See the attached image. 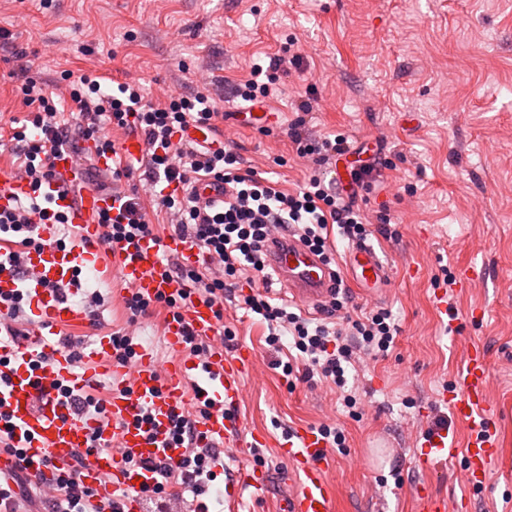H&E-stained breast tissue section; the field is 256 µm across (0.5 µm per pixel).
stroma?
Listing matches in <instances>:
<instances>
[{
	"instance_id": "35a3bbf8",
	"label": "stroma",
	"mask_w": 512,
	"mask_h": 512,
	"mask_svg": "<svg viewBox=\"0 0 512 512\" xmlns=\"http://www.w3.org/2000/svg\"><path fill=\"white\" fill-rule=\"evenodd\" d=\"M0 165L12 166L9 120L26 108L9 77L13 47L26 49L35 73L59 85L64 74L94 72L103 87L138 80L154 102L193 89L205 67L226 91L221 112L239 109L234 87L253 64H267L288 40L302 57L266 98L280 123L272 133L233 122L218 125L244 166L292 191L309 175L288 137L295 105L314 94L313 135L344 136L350 145L384 136L371 190L359 203L372 222L369 238L389 263L391 280L370 299L352 282L359 309H390L399 326L392 352L366 359L355 375L365 403L348 415L333 388L288 384L277 368L287 350L265 343L259 316L226 298L224 323L235 344L254 354L237 424L243 439L265 434L259 493H243L238 512H276L289 464L277 454L288 429L334 422L346 451L328 471L333 512H418L415 485L457 502L466 512H512V0H0ZM390 219L380 228L379 215ZM485 266L464 290L441 283L442 268ZM103 294L95 323L64 328L89 349L95 337L125 327L119 279L85 275ZM458 315L442 320L434 293ZM471 338L489 354V391L497 411L491 429L500 455L489 487L470 495L459 477L461 457L419 470L420 434L438 410L437 397L463 365Z\"/></svg>"
}]
</instances>
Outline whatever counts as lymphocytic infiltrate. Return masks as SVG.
I'll use <instances>...</instances> for the list:
<instances>
[{
  "mask_svg": "<svg viewBox=\"0 0 512 512\" xmlns=\"http://www.w3.org/2000/svg\"><path fill=\"white\" fill-rule=\"evenodd\" d=\"M26 56V51L16 52L17 65L10 73L28 108L20 125L13 127L10 139L19 160L15 172L28 182L30 192L10 206L0 207V235L12 236L16 245L15 250L0 253V271L24 272L26 251L39 245L37 230L43 221L71 231L67 214L50 212L40 194L43 185L55 179V160L61 152L80 154L81 143L92 141L99 153L114 154L118 148L111 130L137 136L145 145L142 156L118 160L109 172L110 183L97 186L118 204L117 215L104 212L98 216L103 244L121 242L131 246L153 234L154 225L144 206L149 196L167 214L172 233L193 238L209 263L191 269L165 259V273L189 282L190 290L176 298H158L154 303L129 294L125 298L129 324L150 315L156 305L172 314L196 298L223 307L225 293L237 287L242 272L254 271L244 297L247 310L266 322L270 347H278L282 336L287 335L297 352L295 362L284 364L283 373L294 381L334 385L350 414L359 415L361 402L346 389V368L355 349L388 354L398 333L391 312L379 308L355 316L348 309L347 297L336 294L324 305L322 318L313 321L273 303L266 293L271 281L264 247L273 231H293L323 256L332 225L344 240L367 238L370 230L357 197L360 188L368 185L375 163L360 162L345 186L328 178L327 165L345 155L349 145L342 136L312 143L308 125L313 104L311 99L301 100L288 135L297 155L311 158L313 167L302 187L286 193L269 179L243 169L239 156L223 141L184 139L188 128L207 132L215 128L220 113L207 90L173 97L158 105L148 98L141 83L122 82L115 89L105 90L95 76L83 74L70 82L69 107L62 110L48 84L33 76ZM300 60L291 47H283L267 65L253 66L250 79L236 88V96L246 102L267 97L281 75L299 67ZM203 179L223 185L222 204L200 201L196 184ZM27 307L25 289L0 294L1 342L14 345L27 338ZM206 413V408L199 407L174 418L173 437L183 454L176 461L154 464L155 484L138 492L142 504L166 512L172 498L170 489L176 484L188 488L197 498L208 493L216 467L224 462V451L196 443V424ZM85 459V452L79 451L60 467L58 482L50 492L40 490L27 466L17 465L0 480V512H25L26 503L36 495L41 498V512H122L121 498H96L94 491L81 483Z\"/></svg>",
  "mask_w": 512,
  "mask_h": 512,
  "instance_id": "1",
  "label": "lymphocytic infiltrate"
}]
</instances>
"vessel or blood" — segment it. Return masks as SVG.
Instances as JSON below:
<instances>
[{
	"mask_svg": "<svg viewBox=\"0 0 512 512\" xmlns=\"http://www.w3.org/2000/svg\"><path fill=\"white\" fill-rule=\"evenodd\" d=\"M75 169L72 155H60L56 161L59 177L47 183L42 192L53 207L64 210L72 223L80 225L78 245L58 246L54 224L40 225L42 245L30 250L26 276L0 272V292L25 288L34 315L29 339L21 350L0 346V356L10 360L8 378L0 384V408L9 417L15 446L14 451H0V477L9 475L23 460L36 480L43 486H52L55 466L69 462L74 452L86 448L91 433L97 430L104 445L88 455L81 479L103 497L119 489L153 485L151 462L181 456V449L170 445V419L189 405L211 407L209 415L196 426L202 444L237 445L232 414L241 402L254 355L242 349L231 357L217 344L205 361L185 358L187 333L210 337L217 323L213 308L195 301L169 316L164 324L165 339L169 348L178 353V361L160 364L149 349L138 345L129 363H114L112 339L103 335L84 354L83 372L74 371L67 351L59 349L54 338L63 328L82 324L86 314L63 300L58 286L75 283L83 269L90 267L103 279L119 277L132 292L153 301L161 296H178L187 287L185 281L165 275L163 256H176L192 267L202 266L205 261L190 239L176 235L162 240L148 236L131 247H103L97 218L99 213L111 210L112 198L94 189L83 190L77 198L66 194L63 183L71 179ZM29 192V185L14 172L0 171L1 206ZM266 258L289 296L304 309H320L330 298L336 284L333 270L296 237L270 238ZM345 266L365 295L378 294L390 280L389 264L365 240L348 246ZM107 368L116 382L106 405L113 424L105 428L98 421L76 415L66 394L87 390ZM488 378L483 346L468 342L458 377L439 396L467 424L468 437L461 450L463 476L477 494L487 487L488 466L498 446L489 430L495 407L489 396ZM423 439V467H431L452 452L447 428L428 429ZM277 452L293 473L303 478L297 490L279 500L277 512H331L333 492L327 479L330 449L321 432L314 427L291 430L279 443ZM268 483L267 471L259 467L247 470L245 485L260 489ZM242 486L231 480L225 483L224 498L229 506L238 505ZM416 497L419 512H453L454 506L447 498L424 489L418 490Z\"/></svg>",
	"mask_w": 512,
	"mask_h": 512,
	"instance_id": "vessel-or-blood-1",
	"label": "vessel or blood"
}]
</instances>
